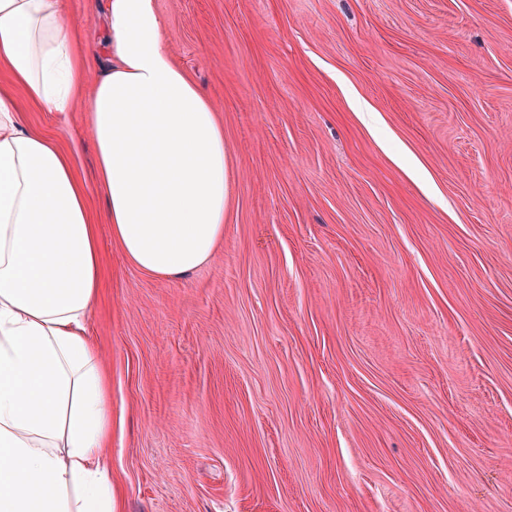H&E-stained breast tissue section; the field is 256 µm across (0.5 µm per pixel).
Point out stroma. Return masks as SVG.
<instances>
[{
  "label": "stroma",
  "mask_w": 512,
  "mask_h": 512,
  "mask_svg": "<svg viewBox=\"0 0 512 512\" xmlns=\"http://www.w3.org/2000/svg\"><path fill=\"white\" fill-rule=\"evenodd\" d=\"M224 122L177 280L98 215L114 512H512V0H155ZM100 50L102 0H69Z\"/></svg>",
  "instance_id": "stroma-1"
}]
</instances>
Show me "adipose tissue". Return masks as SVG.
<instances>
[{"label":"adipose tissue","instance_id":"ef3b65f1","mask_svg":"<svg viewBox=\"0 0 512 512\" xmlns=\"http://www.w3.org/2000/svg\"><path fill=\"white\" fill-rule=\"evenodd\" d=\"M90 60L67 0H0V512H113L112 381L87 331L97 227L71 153L16 98L83 105L95 181L127 262L177 279L224 239V124L175 62L154 0H105Z\"/></svg>","mask_w":512,"mask_h":512}]
</instances>
